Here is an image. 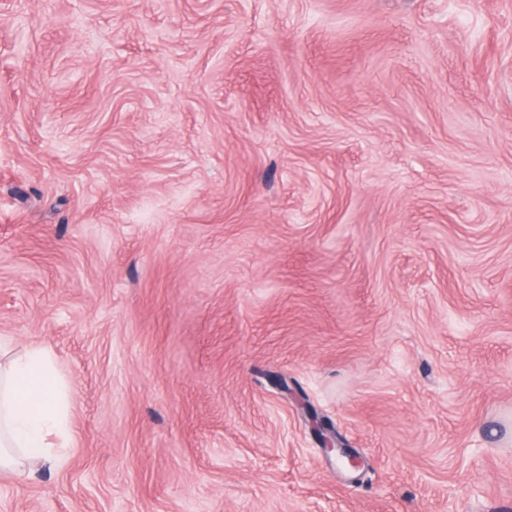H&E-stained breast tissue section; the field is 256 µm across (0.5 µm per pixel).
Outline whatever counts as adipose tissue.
Segmentation results:
<instances>
[{"instance_id":"1","label":"adipose tissue","mask_w":512,"mask_h":512,"mask_svg":"<svg viewBox=\"0 0 512 512\" xmlns=\"http://www.w3.org/2000/svg\"><path fill=\"white\" fill-rule=\"evenodd\" d=\"M67 384L52 354L29 346L0 369V472L28 460L63 464L69 443Z\"/></svg>"}]
</instances>
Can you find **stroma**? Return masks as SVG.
Masks as SVG:
<instances>
[{
    "label": "stroma",
    "mask_w": 512,
    "mask_h": 512,
    "mask_svg": "<svg viewBox=\"0 0 512 512\" xmlns=\"http://www.w3.org/2000/svg\"><path fill=\"white\" fill-rule=\"evenodd\" d=\"M30 345L71 444L0 512H512V0H0ZM278 385L281 392L287 398L291 396L296 407L303 411L309 430L324 456L326 458L334 456L344 467L353 469L359 467V456L350 448H346V444L338 437L335 430L322 420L305 402L296 398L289 388L288 382L285 379H280Z\"/></svg>",
    "instance_id": "35a3bbf8"
}]
</instances>
